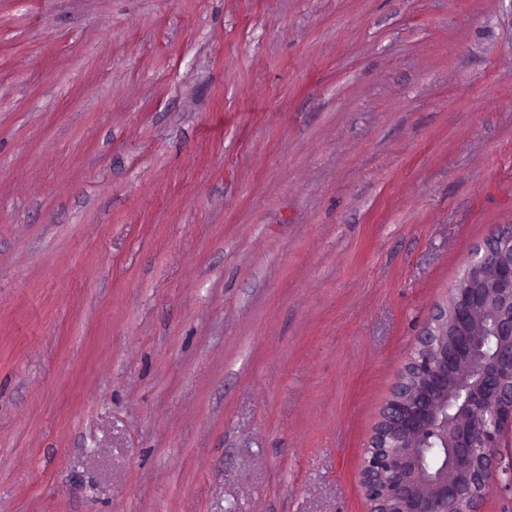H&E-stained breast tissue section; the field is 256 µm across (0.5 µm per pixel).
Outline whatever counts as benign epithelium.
Instances as JSON below:
<instances>
[{
  "label": "benign epithelium",
  "instance_id": "obj_1",
  "mask_svg": "<svg viewBox=\"0 0 512 512\" xmlns=\"http://www.w3.org/2000/svg\"><path fill=\"white\" fill-rule=\"evenodd\" d=\"M493 307L492 354L471 331L474 313ZM481 359L477 380L461 409H489L480 427L455 421L448 434V383L466 362ZM443 430L450 466L426 469L413 439L434 425ZM512 436V229L473 252L406 365L371 438L362 469L370 512H477L478 502L501 483L512 489V454L500 452Z\"/></svg>",
  "mask_w": 512,
  "mask_h": 512
}]
</instances>
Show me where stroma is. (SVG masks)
Instances as JSON below:
<instances>
[{
  "label": "stroma",
  "instance_id": "35a3bbf8",
  "mask_svg": "<svg viewBox=\"0 0 512 512\" xmlns=\"http://www.w3.org/2000/svg\"><path fill=\"white\" fill-rule=\"evenodd\" d=\"M509 225L512 0H0V512H368Z\"/></svg>",
  "mask_w": 512,
  "mask_h": 512
}]
</instances>
